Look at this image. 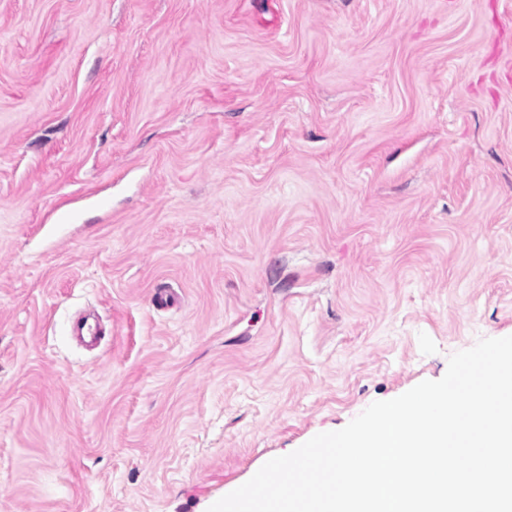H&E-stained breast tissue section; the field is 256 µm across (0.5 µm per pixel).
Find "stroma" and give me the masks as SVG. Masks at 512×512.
Segmentation results:
<instances>
[{
  "mask_svg": "<svg viewBox=\"0 0 512 512\" xmlns=\"http://www.w3.org/2000/svg\"><path fill=\"white\" fill-rule=\"evenodd\" d=\"M509 335L512 0H0V512H207Z\"/></svg>",
  "mask_w": 512,
  "mask_h": 512,
  "instance_id": "1",
  "label": "stroma"
}]
</instances>
